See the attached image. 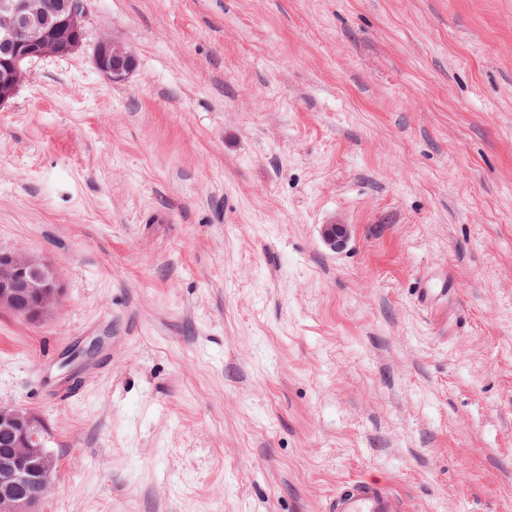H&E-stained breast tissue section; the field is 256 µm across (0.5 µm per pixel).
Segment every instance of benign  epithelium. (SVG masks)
<instances>
[{
  "label": "benign epithelium",
  "mask_w": 512,
  "mask_h": 512,
  "mask_svg": "<svg viewBox=\"0 0 512 512\" xmlns=\"http://www.w3.org/2000/svg\"><path fill=\"white\" fill-rule=\"evenodd\" d=\"M90 17L83 0H0V107L24 77V65L42 57H65L82 45ZM97 69L113 82L133 72L136 60L110 37L98 44ZM348 224H324L321 236L332 250L349 240ZM61 288L50 264L24 251H0V310L37 323L58 305ZM12 447L0 454V512H38L52 485L56 460L49 449V430L34 411L0 405V431ZM38 485L41 494L28 487Z\"/></svg>",
  "instance_id": "obj_1"
}]
</instances>
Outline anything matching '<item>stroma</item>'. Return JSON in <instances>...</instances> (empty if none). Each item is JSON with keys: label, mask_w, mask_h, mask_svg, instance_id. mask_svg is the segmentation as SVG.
<instances>
[{"label": "stroma", "mask_w": 512, "mask_h": 512, "mask_svg": "<svg viewBox=\"0 0 512 512\" xmlns=\"http://www.w3.org/2000/svg\"><path fill=\"white\" fill-rule=\"evenodd\" d=\"M87 9L0 107V251L62 289L0 311V404L58 459L40 512H324L352 477L512 506V0ZM94 59L97 69L116 83L124 81L136 67L134 56L111 37L101 40L95 50ZM336 222L335 224H332ZM351 234L349 223L340 215L328 217L321 226V236L326 245L332 250L342 249Z\"/></svg>", "instance_id": "1"}]
</instances>
